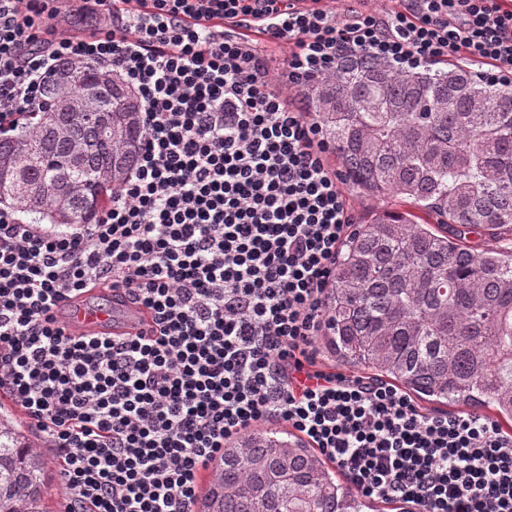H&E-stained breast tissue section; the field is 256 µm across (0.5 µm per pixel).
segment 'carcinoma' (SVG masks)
Returning a JSON list of instances; mask_svg holds the SVG:
<instances>
[{
	"mask_svg": "<svg viewBox=\"0 0 512 512\" xmlns=\"http://www.w3.org/2000/svg\"><path fill=\"white\" fill-rule=\"evenodd\" d=\"M46 99L0 157L15 163L12 207L68 227L89 223L132 171L139 103L91 63L63 62ZM92 98L66 131L47 116ZM336 146L348 190L393 198L463 229L512 234V92L457 64L404 69L345 57L304 95ZM112 112L106 134L96 113ZM326 348L336 362L402 385L436 404H479L512 420V241L477 251L462 235L397 208L357 225L341 247L326 302ZM42 455L0 414V512H43ZM369 504L330 474L321 454L286 431L224 443L199 512H364Z\"/></svg>",
	"mask_w": 512,
	"mask_h": 512,
	"instance_id": "1",
	"label": "carcinoma"
}]
</instances>
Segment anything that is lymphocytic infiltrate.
I'll list each match as a JSON object with an SVG mask.
<instances>
[{
	"label": "lymphocytic infiltrate",
	"instance_id": "lymphocytic-infiltrate-1",
	"mask_svg": "<svg viewBox=\"0 0 512 512\" xmlns=\"http://www.w3.org/2000/svg\"><path fill=\"white\" fill-rule=\"evenodd\" d=\"M0 0V135L74 60L137 94L136 166L67 233L0 208V388L56 448L66 512H191L226 440L271 419L363 496L406 512H512V434L423 411L406 391L317 367L313 343L354 213L333 146L295 104L354 53L475 68L512 91V0ZM287 49L273 72V53ZM103 282L156 332L58 324Z\"/></svg>",
	"mask_w": 512,
	"mask_h": 512
}]
</instances>
